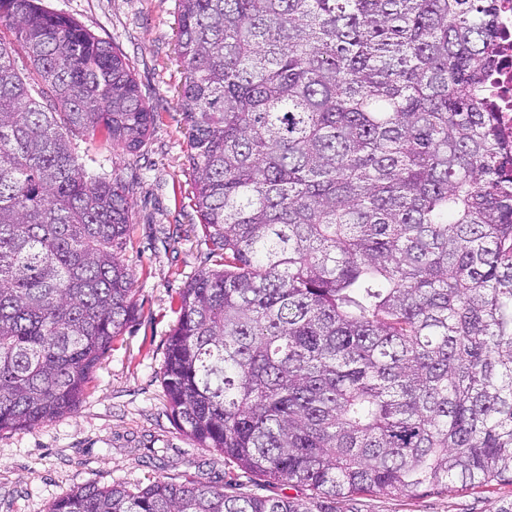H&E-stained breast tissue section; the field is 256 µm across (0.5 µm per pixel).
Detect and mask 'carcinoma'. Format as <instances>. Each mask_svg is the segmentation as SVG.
I'll use <instances>...</instances> for the list:
<instances>
[{
	"label": "carcinoma",
	"mask_w": 512,
	"mask_h": 512,
	"mask_svg": "<svg viewBox=\"0 0 512 512\" xmlns=\"http://www.w3.org/2000/svg\"><path fill=\"white\" fill-rule=\"evenodd\" d=\"M179 2L193 200L221 268L182 291L166 395L199 447L310 497L159 479L48 512H313L512 485L498 0ZM157 117L110 43L0 0V431L71 415L134 320L116 256L133 184L87 164L137 155Z\"/></svg>",
	"instance_id": "cac0c4a2"
}]
</instances>
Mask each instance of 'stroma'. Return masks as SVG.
<instances>
[{"label":"stroma","mask_w":512,"mask_h":512,"mask_svg":"<svg viewBox=\"0 0 512 512\" xmlns=\"http://www.w3.org/2000/svg\"><path fill=\"white\" fill-rule=\"evenodd\" d=\"M127 58L158 118L136 166L107 151V170L134 184L132 226L118 250L132 277L136 316L112 343L75 412L29 431H0V512H47L54 500L94 484L128 488L156 480L197 482L225 493L307 498L244 472L223 454L198 447L176 424L163 383L168 339L180 296L201 271L214 268L207 232L193 205L187 123L179 91L178 0H44ZM512 486L416 495H363L328 501L324 512H499Z\"/></svg>","instance_id":"obj_1"}]
</instances>
